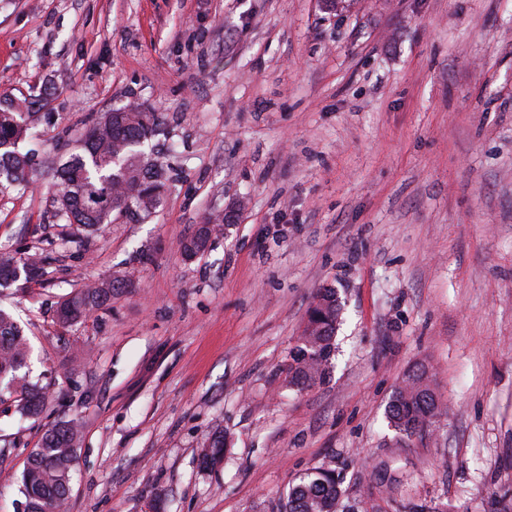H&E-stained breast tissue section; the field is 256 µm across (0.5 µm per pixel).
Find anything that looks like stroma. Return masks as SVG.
Listing matches in <instances>:
<instances>
[{
    "label": "stroma",
    "mask_w": 512,
    "mask_h": 512,
    "mask_svg": "<svg viewBox=\"0 0 512 512\" xmlns=\"http://www.w3.org/2000/svg\"><path fill=\"white\" fill-rule=\"evenodd\" d=\"M1 95L46 139L34 186H0V256L44 274L0 307L47 398L26 418L0 393V512L69 420L67 512H279L324 464L384 512L512 493V0H0ZM133 101L159 118L162 207L63 224L57 167ZM111 277L122 293L62 329L57 302ZM327 288L334 368L300 391L289 355ZM420 365L446 413L402 441L385 412Z\"/></svg>",
    "instance_id": "stroma-1"
}]
</instances>
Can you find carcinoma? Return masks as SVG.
<instances>
[{
	"label": "carcinoma",
	"mask_w": 512,
	"mask_h": 512,
	"mask_svg": "<svg viewBox=\"0 0 512 512\" xmlns=\"http://www.w3.org/2000/svg\"><path fill=\"white\" fill-rule=\"evenodd\" d=\"M34 113L0 108V174L21 188L31 183L35 153H22L19 143L28 135ZM159 132L158 117L141 107L126 104L104 115L78 140L67 160L57 169L60 192L55 199L57 212L68 224L85 230L112 222V213L126 204L136 215L148 216L163 202L168 188L166 171L159 160H149L144 146ZM212 225H202L184 246L186 256H195L205 247ZM43 271V260L29 255L19 261L0 257V286L29 279ZM116 280H103L71 293L57 303V323L66 328L112 301L119 293ZM340 311L339 298L327 289L315 302L300 343L290 354L289 382L309 389L329 378L335 357V333ZM28 342L14 316L0 309V387L18 395L19 411L36 416L46 399L45 387L25 370ZM441 415L428 382L427 371L409 372L395 389L387 407L390 427L410 437L430 426ZM79 442L78 425L59 423L42 435L28 456L22 473L24 512H61L68 498L72 470ZM224 454V435L214 436L204 454V462L216 465ZM342 472L315 467L294 484L282 505V512H355L349 505ZM485 512H512V495L492 497Z\"/></svg>",
	"instance_id": "carcinoma-1"
}]
</instances>
